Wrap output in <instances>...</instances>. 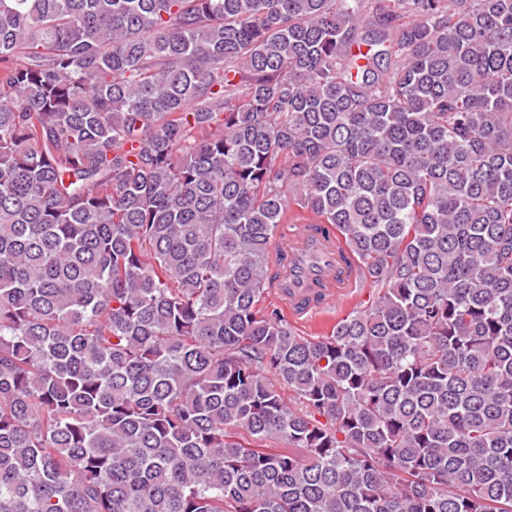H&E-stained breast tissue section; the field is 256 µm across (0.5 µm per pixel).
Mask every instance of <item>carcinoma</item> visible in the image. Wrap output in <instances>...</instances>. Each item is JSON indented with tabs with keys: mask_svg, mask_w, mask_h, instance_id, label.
<instances>
[{
	"mask_svg": "<svg viewBox=\"0 0 512 512\" xmlns=\"http://www.w3.org/2000/svg\"><path fill=\"white\" fill-rule=\"evenodd\" d=\"M0 512H512V0H0ZM312 225L296 223L295 230L280 240L274 250L276 257L281 255L286 258L279 270L280 279L288 280L291 285L285 298L289 318L292 322L304 323L319 310L335 304L337 306L341 301L346 302L314 315L307 327L312 332L306 333L297 328L303 336H318L329 331L361 298L351 302L345 296L354 293L356 288H368L364 280L360 281L340 235L333 232L325 237L314 232ZM314 279L323 285L319 299L309 288Z\"/></svg>",
	"mask_w": 512,
	"mask_h": 512,
	"instance_id": "1",
	"label": "carcinoma"
}]
</instances>
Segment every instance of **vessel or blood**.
<instances>
[{"instance_id": "1", "label": "vessel or blood", "mask_w": 512, "mask_h": 512, "mask_svg": "<svg viewBox=\"0 0 512 512\" xmlns=\"http://www.w3.org/2000/svg\"><path fill=\"white\" fill-rule=\"evenodd\" d=\"M283 256L281 279L290 284L288 315L303 323L319 310L340 304L361 281L338 233L324 236L312 225L299 224L274 250Z\"/></svg>"}]
</instances>
